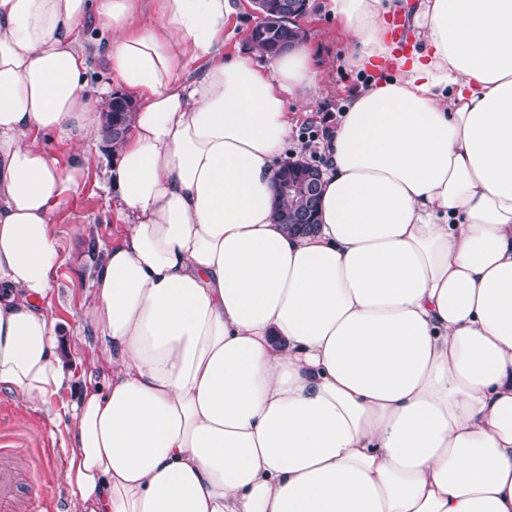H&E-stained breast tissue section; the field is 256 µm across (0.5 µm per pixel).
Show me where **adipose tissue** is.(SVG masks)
I'll use <instances>...</instances> for the list:
<instances>
[{"mask_svg": "<svg viewBox=\"0 0 512 512\" xmlns=\"http://www.w3.org/2000/svg\"><path fill=\"white\" fill-rule=\"evenodd\" d=\"M153 2L143 29V0H0V391L24 405L67 380L52 223L110 104L82 95L91 17L137 102L85 311L109 372L67 410L72 512H512V0H330L370 78L298 236L273 203L309 56L225 58L231 0Z\"/></svg>", "mask_w": 512, "mask_h": 512, "instance_id": "1", "label": "adipose tissue"}]
</instances>
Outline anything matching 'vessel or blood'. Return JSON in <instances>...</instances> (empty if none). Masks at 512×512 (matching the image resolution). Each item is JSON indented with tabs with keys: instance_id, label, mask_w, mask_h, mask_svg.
<instances>
[{
	"instance_id": "vessel-or-blood-1",
	"label": "vessel or blood",
	"mask_w": 512,
	"mask_h": 512,
	"mask_svg": "<svg viewBox=\"0 0 512 512\" xmlns=\"http://www.w3.org/2000/svg\"><path fill=\"white\" fill-rule=\"evenodd\" d=\"M30 466L28 449L0 448V512H55L56 497L47 488L22 492L20 475Z\"/></svg>"
}]
</instances>
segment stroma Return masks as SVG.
Returning a JSON list of instances; mask_svg holds the SVG:
<instances>
[{
	"mask_svg": "<svg viewBox=\"0 0 512 512\" xmlns=\"http://www.w3.org/2000/svg\"><path fill=\"white\" fill-rule=\"evenodd\" d=\"M238 11L224 30V51L258 65L270 66L265 54L255 49L249 36L259 21L250 0H237ZM323 0H309V11L300 26L306 33L302 43L317 72L311 90L310 110L301 113L296 100H289V111L298 115L290 139L300 159H309L311 151L335 131L350 93L366 83L368 73L348 67L344 58L351 45ZM112 143L100 138L96 152L78 186L61 203L53 220V231L60 244L62 261L52 278L49 301L58 318L60 351L71 379L45 407H27L11 393L0 391V446L28 448L35 454L34 476L39 484L55 488L58 512H70L71 505L64 482L66 455L62 439L66 435L67 407L84 385L83 371L89 349L81 344L93 331L83 322L91 302L93 272L87 258L100 247L115 242L122 221L112 208V194L104 187V160Z\"/></svg>",
	"mask_w": 512,
	"mask_h": 512,
	"instance_id": "1",
	"label": "stroma"
}]
</instances>
